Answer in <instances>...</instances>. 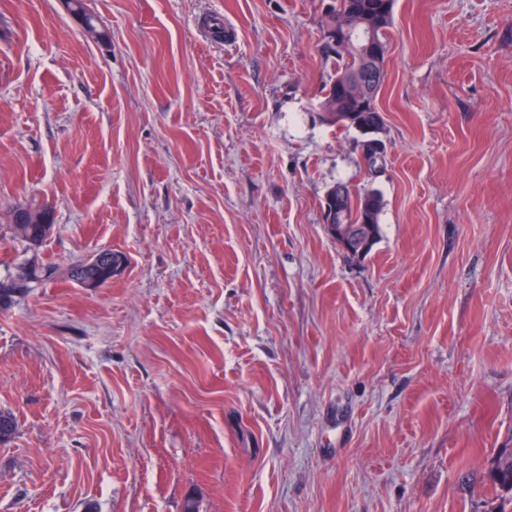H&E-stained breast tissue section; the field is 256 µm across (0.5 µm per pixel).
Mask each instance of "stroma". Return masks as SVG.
Returning <instances> with one entry per match:
<instances>
[{"mask_svg": "<svg viewBox=\"0 0 512 512\" xmlns=\"http://www.w3.org/2000/svg\"><path fill=\"white\" fill-rule=\"evenodd\" d=\"M327 2L85 0L102 42L0 0V225L129 260L0 312V512H512V0H395L375 171L318 118ZM336 187H341L343 190V195L340 199V213ZM333 193L336 195V208H333L330 211L328 206L324 205L322 215L323 224H325L329 236L335 240L343 250L354 256H362L370 245V236L364 238L361 234L357 233L358 229L350 226V224H358L363 215L367 217L363 206L364 199L372 202L375 208L369 216V219L371 220L370 224L373 226L372 232L374 241L371 245L372 248L380 234L379 214L382 209V198L374 191L367 192L363 196L354 197L349 187L342 183H337L336 186L331 188L328 191L325 200ZM334 211H336V224L333 221ZM340 214L341 220L347 224H339ZM370 250L366 252V254H368ZM31 206L24 203L16 205L12 210V220L15 224H11L8 220L9 224L7 225L13 238L22 243L27 251H36L50 235L43 224H47L49 229L53 228L55 213L51 206L45 204L38 207H34L32 204ZM30 222H36L37 224H29ZM17 224L25 226L22 234L15 227ZM489 461L486 473L494 490L512 495V436L493 450Z\"/></svg>", "mask_w": 512, "mask_h": 512, "instance_id": "35a3bbf8", "label": "stroma"}]
</instances>
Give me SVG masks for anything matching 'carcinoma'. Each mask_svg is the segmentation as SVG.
<instances>
[{"label": "carcinoma", "mask_w": 512, "mask_h": 512, "mask_svg": "<svg viewBox=\"0 0 512 512\" xmlns=\"http://www.w3.org/2000/svg\"><path fill=\"white\" fill-rule=\"evenodd\" d=\"M331 11L322 15L321 28L322 40L320 54L325 60L334 65V73L329 79L325 96L320 103V116L328 125H339L348 130H359V127L346 122L343 116L347 112L358 109L359 99L367 98V104L371 108L358 113L363 125L384 126V119L372 106L385 81V63L388 47V33L393 25V7H382V0H333ZM356 25L371 32L378 42L379 57L372 62L373 67L379 73V78L370 81L367 89L362 90L351 84V77L357 67L354 56L343 52L339 47L331 43L330 32L336 27ZM361 148L368 165L376 168L384 151L382 140L368 134H362ZM343 190L340 199L341 220L347 224H357L365 209L364 201L372 202L374 211L369 216L372 224L373 237L380 234L379 214L382 209V198L374 192H367L362 196L352 195L348 186L339 184ZM13 238L25 246L26 250H37L49 237L47 229L42 224H27L24 232H18L13 224H8ZM7 275L0 278V311L6 310L17 301L28 296L31 291L42 284L56 280H65L80 283L84 276L80 261L71 263L68 271L61 270V266L55 262L39 260L37 258H25L22 260L3 261ZM17 430V418L14 413L0 409V444L9 442ZM490 465L486 468L487 478L495 491L512 495V437L506 439L503 444L494 449L488 458Z\"/></svg>", "instance_id": "obj_1"}]
</instances>
